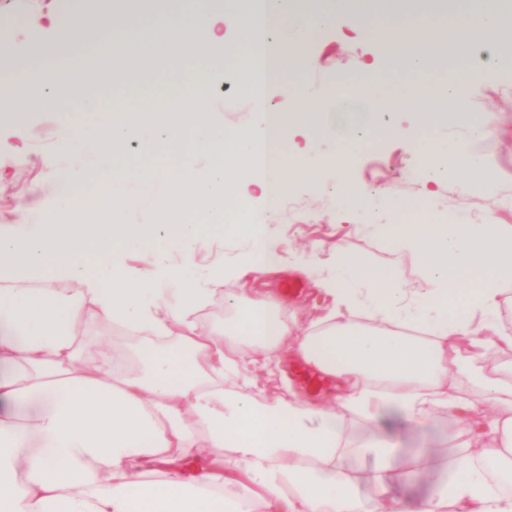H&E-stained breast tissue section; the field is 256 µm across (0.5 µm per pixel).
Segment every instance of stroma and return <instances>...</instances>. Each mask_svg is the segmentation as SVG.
Wrapping results in <instances>:
<instances>
[{"label": "stroma", "instance_id": "obj_1", "mask_svg": "<svg viewBox=\"0 0 512 512\" xmlns=\"http://www.w3.org/2000/svg\"><path fill=\"white\" fill-rule=\"evenodd\" d=\"M93 7L92 0H0V50L8 54L13 71L39 66V45L62 34L60 29L50 28L48 15ZM416 8L415 0H379L370 35L351 30L341 17L311 36L289 35L296 71L268 83L258 102L233 82L241 70L238 58L219 56L229 80L213 88L201 117L183 123L184 134L208 137L220 131L225 141H241L253 123L257 104L285 112L296 107L294 90L299 85L308 83L331 91L337 82L360 80L366 64L383 61L376 37L384 31L387 11L395 9L411 17ZM201 68L200 60L192 57L176 68L155 67L139 79L101 85L100 92L106 97L147 94L167 83L194 77ZM83 107L77 98L61 99L50 109L21 102L17 105L21 122L0 128V139L10 144L0 152V171L6 175L0 181V225L25 223L23 206L33 200L40 201L47 211L65 212L64 195L79 166L109 170L124 161L133 167L154 166V159H142L138 147L141 141L157 139L153 130L131 132L121 160L99 152L92 138L81 148L69 146L68 116ZM465 110L466 117L438 124L431 135L442 142H466L473 137L474 124H481L488 132L480 144L486 164V176L481 180L465 176L460 167L452 165L440 179H418V172L430 159L414 145L419 122L414 112H377L373 127L363 132L366 145L344 164L339 161V139L326 137L311 143L306 135H298L299 145L307 149V169L291 174L284 182L294 209L286 219L272 220L263 229L282 256L281 271L268 280L280 317L305 329L312 319L327 316L332 309L331 297L300 273L303 265L320 267L323 277L366 290V282L356 277L352 266L338 263L342 252L408 289L413 304H421L419 291L428 285L423 262L412 251L396 250L385 233L386 225L408 217L406 211L396 208V201L427 209L439 223L452 218L461 224H479L491 218L512 225V71L502 70L495 61L476 67L467 87ZM379 127H393L397 133L381 138L375 133ZM166 173V178L150 186L129 183V192L146 197L149 204L127 210L125 223H159L152 204L171 191L178 176L174 160H167ZM253 247V239L247 237L201 233L193 244V261L183 275L195 280L211 267L231 268ZM286 280L296 281L298 291L283 292L281 285ZM301 368V362L288 354L280 369L258 367L253 374L273 399L287 396L292 389L311 400L333 393L330 379L315 385L299 381ZM468 430L465 418L438 410L421 422L399 413L370 421L358 419L348 427L345 438L381 442L391 448L395 466L414 468L411 481L394 482L391 493L408 512H414L437 490L429 463H444L451 445L468 439Z\"/></svg>", "mask_w": 512, "mask_h": 512}]
</instances>
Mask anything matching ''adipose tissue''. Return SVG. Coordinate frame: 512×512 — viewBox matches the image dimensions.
Here are the masks:
<instances>
[{"mask_svg":"<svg viewBox=\"0 0 512 512\" xmlns=\"http://www.w3.org/2000/svg\"><path fill=\"white\" fill-rule=\"evenodd\" d=\"M294 9L293 0H219L211 10L160 12L141 32L114 30L104 20L108 4L66 15L70 27L95 32V43L77 52L62 38L42 44L43 67L23 72L27 87L0 102V123L20 121L13 109L18 100L52 106L40 92L47 84L58 96L95 106L98 87L85 75L103 79L117 68L130 76L150 64L163 67L186 46L199 59L214 58L227 24L239 39L233 55L250 66L270 51L258 25L286 23ZM446 13L450 59L472 57L481 47L512 68V0H448ZM411 35L396 23L384 44L391 56L404 49L417 79L391 83L371 66L363 81L331 96L302 86L289 113L257 112L241 150L220 133L187 140L174 123L183 104L207 107L212 87L225 76L218 67L153 91L170 106L163 115L140 111L137 97L127 98L126 111L108 127L96 125L91 113L71 114L73 144L93 129L115 156L131 129L167 131L164 141L145 142L141 151L174 157L180 180L157 228L122 219L125 184L160 176L126 165L104 175L87 171L91 192L70 194L66 219L47 223L42 209L31 208L26 223L0 225V512H403L388 496L386 463L377 465L378 499L350 493L354 477L345 464L343 432L356 418L396 411L420 421L438 407L468 412L481 429L449 451L447 483L416 512H512V494L495 488L487 471L492 465L512 476V371H483L489 355H512V334L497 324L500 298L512 289V226H389L395 246L422 259L429 287L425 304L415 308L378 270L357 264V276L369 285L376 330L339 321L296 337L274 312L271 295L256 291L247 301H229L231 316L216 333L198 313L223 280V267L211 268L210 285L201 288L181 285L179 267L157 264L171 252L191 262L202 227L186 215L222 208L238 192L232 175H251L266 196L279 188L283 169L300 168L295 136L301 125L310 124L315 139L348 130L345 153L360 149L352 131L367 118L332 112L338 100H360L371 110L383 104L393 112L432 101L417 149L483 174L475 147L485 136L482 127L467 145L430 137L446 116V102L463 104L465 87L456 68L445 82L421 80L434 56L426 46L406 51ZM204 151L214 155L215 175L196 167ZM129 250L140 253L142 269L124 265L121 255ZM91 316L138 335L134 360L87 343L82 327ZM287 350L335 382L333 402L316 404L294 392L274 402L248 379L225 388V368L243 360L277 364ZM463 367L479 388L478 401L443 391ZM228 451L235 456L231 466L224 463Z\"/></svg>","mask_w":512,"mask_h":512,"instance_id":"adipose-tissue-1","label":"adipose tissue"}]
</instances>
